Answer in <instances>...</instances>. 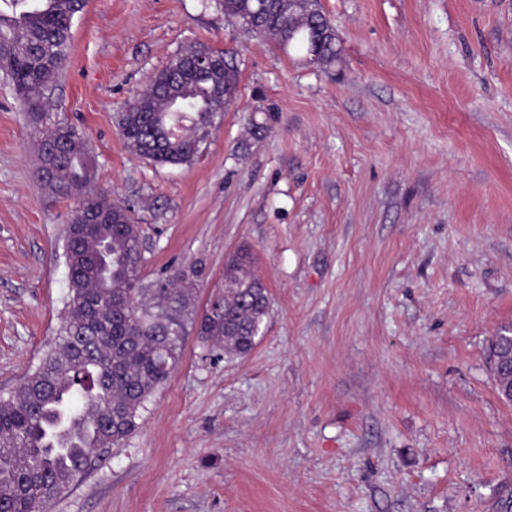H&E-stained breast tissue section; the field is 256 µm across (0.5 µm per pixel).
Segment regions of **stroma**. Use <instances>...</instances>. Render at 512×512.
Masks as SVG:
<instances>
[{
	"label": "stroma",
	"instance_id": "1",
	"mask_svg": "<svg viewBox=\"0 0 512 512\" xmlns=\"http://www.w3.org/2000/svg\"><path fill=\"white\" fill-rule=\"evenodd\" d=\"M341 60L245 36L217 0H88L51 92L97 186L132 207L145 281L196 305L249 246L270 298L244 357L188 336L139 427L50 512H500L512 403V0H320ZM232 55L235 104L194 163L132 153L116 116L182 50ZM265 126L259 136L251 122ZM0 74V392L55 336L76 201L36 174ZM508 333L509 332L506 330L498 333L496 336L492 337L491 342L489 344L490 366H491V370L494 374V377H495V380H496V383L498 386V390H499V385H501L505 380L511 379V381H512V376H511V372L509 371V369H507V371H505V372H502V371H499V369L496 365V359L498 357V353H500L501 346L503 345V343H507V345H509V341L507 340Z\"/></svg>",
	"mask_w": 512,
	"mask_h": 512
}]
</instances>
